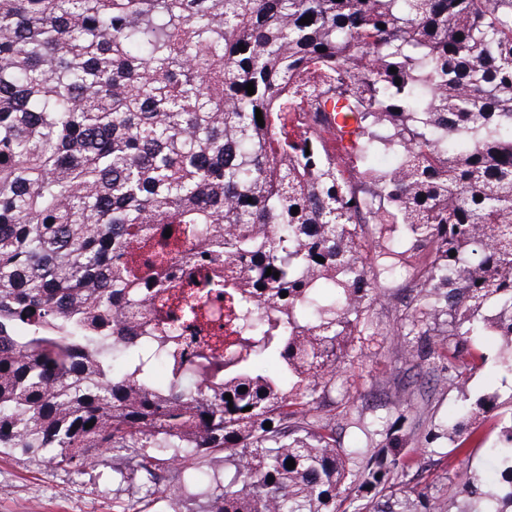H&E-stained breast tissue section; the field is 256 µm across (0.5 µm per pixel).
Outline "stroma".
<instances>
[{
    "label": "stroma",
    "mask_w": 512,
    "mask_h": 512,
    "mask_svg": "<svg viewBox=\"0 0 512 512\" xmlns=\"http://www.w3.org/2000/svg\"><path fill=\"white\" fill-rule=\"evenodd\" d=\"M483 359L469 372L463 390H442L435 408L436 418L456 411L463 398L498 393L512 395V377L498 373L496 344L476 339L472 342ZM365 360L348 368V391L365 414L392 410L394 392L415 373L400 358L389 339L378 336L364 345ZM415 464L412 472L421 484L443 502H451L458 485L475 476L486 483L497 475L487 463L483 448L469 449L466 456L449 459L442 448H409ZM112 470L101 468L87 473L46 472L16 456L0 455V512H112Z\"/></svg>",
    "instance_id": "1"
}]
</instances>
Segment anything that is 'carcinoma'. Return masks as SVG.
<instances>
[{
	"mask_svg": "<svg viewBox=\"0 0 512 512\" xmlns=\"http://www.w3.org/2000/svg\"><path fill=\"white\" fill-rule=\"evenodd\" d=\"M384 335L434 385L334 413ZM474 336L512 376V0H0V454L113 512H444L404 411ZM488 457L455 512H512V407Z\"/></svg>",
	"mask_w": 512,
	"mask_h": 512,
	"instance_id": "1",
	"label": "carcinoma"
}]
</instances>
